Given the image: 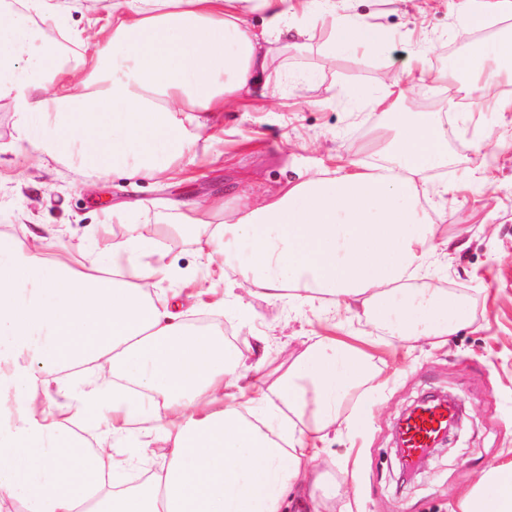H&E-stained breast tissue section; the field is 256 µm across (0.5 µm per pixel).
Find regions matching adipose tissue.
I'll use <instances>...</instances> for the list:
<instances>
[{
  "mask_svg": "<svg viewBox=\"0 0 512 512\" xmlns=\"http://www.w3.org/2000/svg\"><path fill=\"white\" fill-rule=\"evenodd\" d=\"M50 0H25L0 19V99H11L19 132L10 150H34L100 174L170 172L194 135L179 112H222L242 95L268 96L269 44L309 34L316 13L332 48L363 54L383 40L336 0H115L112 30L83 60L84 77L62 64L35 26ZM260 14L265 26L246 22ZM482 62L428 67L419 45L408 68L452 92L466 81L512 112V36L480 49ZM401 77L371 98L383 116L368 144L375 161L352 162L286 183L261 205L184 203L146 238L137 225L74 266L48 254L45 237L0 235V512H283L295 499L323 512L337 496L318 460L351 392L371 377L370 356L333 336L311 337L268 379L266 358L245 365L207 328H188L156 294L169 273L159 237L174 226L200 249L239 268L247 294L277 300L306 292L329 312L349 311L387 336L445 341L468 321L460 299L421 281L446 252L420 200L442 165L448 126L413 112ZM162 429L168 462L138 487H121L112 451L138 414ZM93 419L95 444L73 423ZM71 448L70 456L59 453ZM450 512H512V459L495 461L458 492Z\"/></svg>",
  "mask_w": 512,
  "mask_h": 512,
  "instance_id": "1",
  "label": "adipose tissue"
}]
</instances>
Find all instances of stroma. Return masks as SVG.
<instances>
[{
	"label": "stroma",
	"instance_id": "1",
	"mask_svg": "<svg viewBox=\"0 0 512 512\" xmlns=\"http://www.w3.org/2000/svg\"><path fill=\"white\" fill-rule=\"evenodd\" d=\"M112 2L60 0L67 12L61 20L43 21L45 38L62 43L73 60L92 56L99 31L112 26ZM456 2L402 0L394 7L388 0H347L349 16L371 15L385 32L382 46L368 56L331 53L329 30L321 24L305 43L279 42L269 59L271 95L264 108L243 99L229 111L209 113L210 141L186 148L181 174L169 181L102 177L63 160L15 155L7 149L18 135L13 103L0 100V233L25 237L47 228L62 245L88 238L102 208L128 203L129 221L150 237L164 200L221 198L233 207L308 171L366 160L363 146L378 122L354 92L377 89L386 74L399 73L408 99L440 110V96L408 75L410 51L426 43L430 68L443 71L468 56L470 45L498 38L503 22L467 31ZM446 119L458 133L448 142L446 163L429 172L428 182H454L460 191L423 204L439 236L452 239L455 248L431 279L464 298L469 322L443 346L411 349L395 339L371 347L381 378L364 385L358 401L371 412L355 428L340 420L321 461L337 489L353 500V512H448L454 493L473 484L488 463L512 457V112L494 111L477 98ZM489 132L502 145L492 159L478 148ZM485 168L494 175L486 188L473 179ZM160 247L181 272L158 285L168 294L181 292L174 313L183 320L202 313L224 319L247 362L263 356L275 365L292 361L317 334L356 344L362 339L365 320L345 313L331 318L319 304L289 296H246L251 316L239 320L224 300V283L237 272L222 256L199 254L183 235L162 238ZM424 393L452 395L462 407V427L413 483L401 487L393 428Z\"/></svg>",
	"mask_w": 512,
	"mask_h": 512
}]
</instances>
